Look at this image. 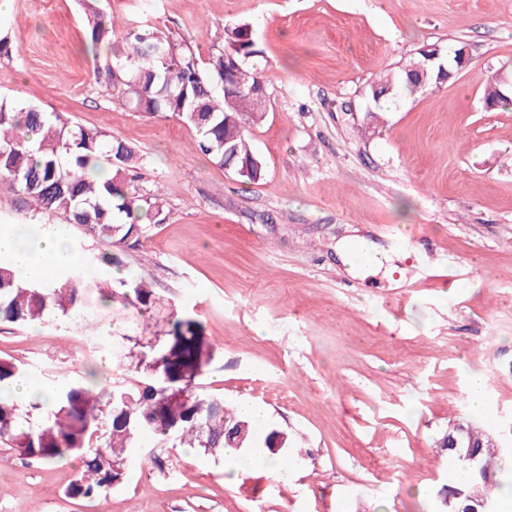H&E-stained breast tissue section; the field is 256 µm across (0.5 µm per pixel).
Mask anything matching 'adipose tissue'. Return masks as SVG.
<instances>
[{"mask_svg": "<svg viewBox=\"0 0 512 512\" xmlns=\"http://www.w3.org/2000/svg\"><path fill=\"white\" fill-rule=\"evenodd\" d=\"M0 258L23 270L34 281L50 278L63 265L76 262L69 247L66 232L57 231L42 236L35 245L21 244L12 230L0 228Z\"/></svg>", "mask_w": 512, "mask_h": 512, "instance_id": "obj_1", "label": "adipose tissue"}]
</instances>
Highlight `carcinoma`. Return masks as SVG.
<instances>
[{"label": "carcinoma", "instance_id": "cac0c4a2", "mask_svg": "<svg viewBox=\"0 0 512 512\" xmlns=\"http://www.w3.org/2000/svg\"><path fill=\"white\" fill-rule=\"evenodd\" d=\"M97 0H84L90 48L112 43L113 17L101 12ZM239 67L232 74L237 88L233 102L224 95V46H212L203 59L194 46L166 33L138 28L127 31L126 47H112V56L94 66L95 81L103 80L111 95L150 117L171 114L196 132L194 146L223 167L230 165L245 182L264 175L262 160L251 149L246 125L261 120L267 101L251 93L261 81L259 69L249 65L260 56L252 30L238 25L226 30ZM408 62L395 77L371 86L376 103L392 94L421 93L436 82V74L411 76ZM503 85L493 80L485 89L484 103L497 108L512 100L502 96ZM109 173L99 178L102 166ZM140 156L127 144L111 140L105 132L71 124L59 112H46L22 100H0V193L9 191L35 201L43 210L63 215L65 223L78 224L86 234L119 248L135 244L148 225L140 214H163L161 199L139 186ZM85 264L71 268L60 279L42 283L25 278L8 263H0V322L35 324L49 316L77 317L88 290L96 288L102 302L128 318H150L159 298L141 278H120L106 288L88 283ZM165 338L118 336L113 339L116 367L140 373L143 380L128 386L115 382L99 389L76 383L53 387L36 395L30 408L40 419L31 422L18 412L14 381L27 369L0 357V439L18 451L46 464L78 455L83 471L68 487L74 498L94 499L122 483L126 477L127 449L150 433L163 448H194L214 457L230 447L227 433L240 427L245 437L239 447L257 448L278 463L288 475L285 450L288 433L269 426L258 433L224 396L196 383L214 354L197 321L170 309ZM476 446V459H460L468 470L462 479L450 478L434 497L439 512H498L503 489H512V448L499 455L486 453L489 435L468 419L462 420ZM490 508H485L482 502Z\"/></svg>", "mask_w": 512, "mask_h": 512}]
</instances>
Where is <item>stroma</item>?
Wrapping results in <instances>:
<instances>
[{"mask_svg": "<svg viewBox=\"0 0 512 512\" xmlns=\"http://www.w3.org/2000/svg\"><path fill=\"white\" fill-rule=\"evenodd\" d=\"M113 42L147 25L195 41L249 25L268 94L250 145L264 175L245 183L196 151L176 118L148 117L93 79L79 0H12L0 15L14 61L0 98L61 112L143 158L140 182L164 219L122 251V268L203 326L214 355L199 377L227 403L252 402L287 432L289 477L257 465L234 484L227 459L142 436L126 480L93 500L66 489L80 458L42 464L0 440V512H436L450 478L437 448L450 421L474 417L512 446V106L482 95L512 65V0H99ZM467 46L468 66L437 90L397 98L371 127L367 91L426 45ZM358 235L398 252L388 270L347 269ZM459 265L452 282L438 268ZM403 304H396V297ZM124 325L91 295L79 319L0 322V357L39 389L103 385L118 371ZM469 395L474 409L483 414H490L489 400L481 373H472L469 378Z\"/></svg>", "mask_w": 512, "mask_h": 512, "instance_id": "obj_1", "label": "stroma"}]
</instances>
